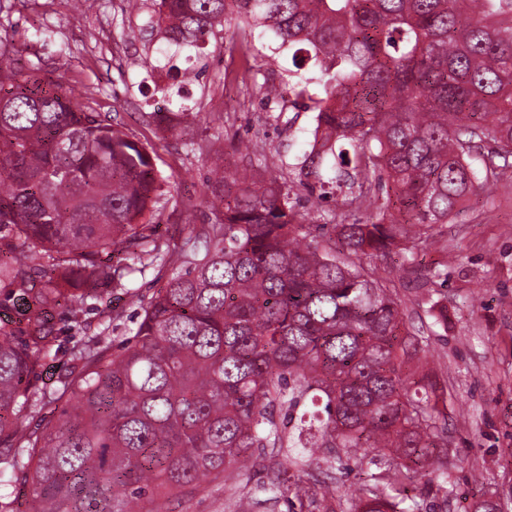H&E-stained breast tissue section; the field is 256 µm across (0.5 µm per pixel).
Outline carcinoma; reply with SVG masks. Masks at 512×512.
<instances>
[{
	"mask_svg": "<svg viewBox=\"0 0 512 512\" xmlns=\"http://www.w3.org/2000/svg\"><path fill=\"white\" fill-rule=\"evenodd\" d=\"M512 0H151L145 32L169 58H200L224 22L305 45L320 70L315 144L290 180L265 170L206 177L214 220L182 245L158 233L162 183L148 148L90 103L0 60V447L31 482L29 512H168L204 476L251 470L269 449V497L243 512H336L309 471L312 448H361L378 472L347 512H432L447 490L436 382L384 284L345 261L402 239L426 242L457 206L512 168ZM152 116L184 130L193 108ZM360 207L310 243L294 187ZM179 267L142 307L133 336L95 333L63 390L33 385L56 339L44 314L127 288L131 264ZM61 404L31 433L18 419ZM397 494H392V491Z\"/></svg>",
	"mask_w": 512,
	"mask_h": 512,
	"instance_id": "cac0c4a2",
	"label": "carcinoma"
}]
</instances>
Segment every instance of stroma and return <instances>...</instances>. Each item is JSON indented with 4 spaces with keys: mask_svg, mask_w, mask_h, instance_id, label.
I'll use <instances>...</instances> for the list:
<instances>
[{
    "mask_svg": "<svg viewBox=\"0 0 512 512\" xmlns=\"http://www.w3.org/2000/svg\"><path fill=\"white\" fill-rule=\"evenodd\" d=\"M147 17L144 0H83L77 10L63 0H0V25L9 30L0 47L14 66L38 67L72 102H84L87 90H96L97 112L152 149L164 179L155 218L179 238L185 225L203 223L210 214L208 171L217 164L248 165V157L232 150L231 142L263 146L268 174L285 177L313 142L314 114L296 98L286 72L264 66V55L276 45L273 37L245 39L230 23L202 59L199 81L188 87L200 113L191 139L197 148L187 150L188 139L152 120L153 113L168 107L160 91L167 77L158 67L152 82L143 80ZM428 234V242L416 249L415 267L405 265L398 246L362 258L361 264L389 282L443 399L448 494L436 498L435 512H467L473 500L486 495L502 512H512V169L485 193L464 200L448 223L432 225ZM166 278L155 271L133 274L131 293L115 292L114 311L107 317L96 299L77 312L55 310L49 328L59 351L47 359L38 386L59 388L85 325L113 344L132 336L143 305ZM434 304L447 310V326L436 323ZM316 456L322 479L334 481L341 502L374 470L359 449L343 470L329 461L325 449H317ZM271 475L270 468L260 466L203 477L200 493L172 504V512H236L238 498Z\"/></svg>",
    "mask_w": 512,
    "mask_h": 512,
    "instance_id": "35a3bbf8",
    "label": "stroma"
}]
</instances>
